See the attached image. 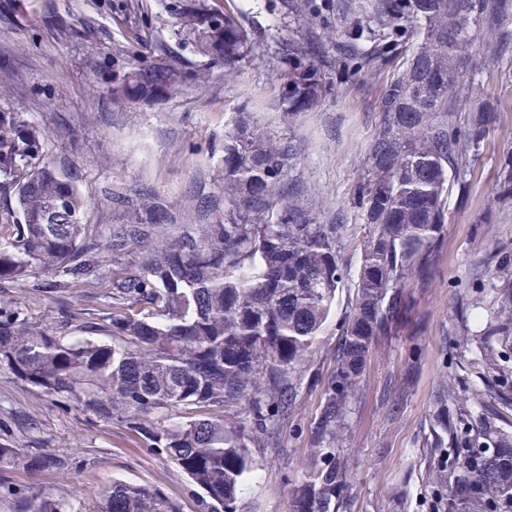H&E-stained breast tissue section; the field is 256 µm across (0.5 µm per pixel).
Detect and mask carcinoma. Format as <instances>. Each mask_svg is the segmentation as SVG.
<instances>
[{
    "mask_svg": "<svg viewBox=\"0 0 512 512\" xmlns=\"http://www.w3.org/2000/svg\"><path fill=\"white\" fill-rule=\"evenodd\" d=\"M185 42L233 67L256 45L255 31L208 0H168ZM375 27L337 31L336 66L346 71L392 56L389 31L413 23L420 43L406 72L381 97L383 122L369 149L358 208L370 235L362 250L353 304L322 386L310 429L306 477L290 491L288 512H342L350 484L344 434L370 354L409 310L404 293L425 272L448 218L449 171L476 151L496 107L481 86L458 92L471 66L478 30L490 29L500 52L512 44L503 21L512 0H375ZM280 64L282 103L297 115L327 91L329 50L319 39L288 44ZM112 105H155L207 71L171 59L156 63L136 49L92 71ZM295 145L258 132L251 114L224 131V217L176 235L166 202L153 194L112 193L124 224L82 223L83 201L48 157L45 133L21 113L0 110V283L43 293L99 283L110 311L83 321L107 323L115 342H69L0 299V368L47 396L110 421L121 420L158 448L204 492L205 512H239L255 448H269L296 403L300 382L343 281L340 224H318L315 211L284 176ZM498 198L512 197V154L500 164ZM112 253L102 272L101 246ZM476 334L482 367L494 380L480 407H512V287ZM186 421L167 423L172 409ZM434 445L455 466L428 469L438 512H501L512 507V435L464 405L435 396ZM29 465L63 461L38 453ZM18 512H67L58 501L22 500ZM103 512H180L160 490L114 481Z\"/></svg>",
    "mask_w": 512,
    "mask_h": 512,
    "instance_id": "carcinoma-1",
    "label": "carcinoma"
}]
</instances>
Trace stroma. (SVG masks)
I'll return each mask as SVG.
<instances>
[{"mask_svg":"<svg viewBox=\"0 0 512 512\" xmlns=\"http://www.w3.org/2000/svg\"><path fill=\"white\" fill-rule=\"evenodd\" d=\"M215 2L258 36V48L233 69L211 65L184 44L164 0H0V56L10 61L8 71H0V108L23 113L45 133L50 158L74 175L86 224L123 223V211L105 197L112 190L158 195L179 224L215 223V213H202L200 205L224 194V131L241 110L253 114L261 132L293 141L286 180L313 203L318 223L342 225L345 276L314 350L313 376L305 380L277 447L256 449L258 466L241 500V512H288L289 491L307 471L310 427L320 411L322 390L314 380L334 369L370 231L356 198L383 121L380 99L387 82L403 74L419 35L416 27H405L391 62L368 65L343 82L330 79L321 104L295 116L281 105V45L369 23L364 8L373 0H314L326 21L315 30L303 15L284 14L281 0ZM48 14L59 16L61 26L45 27ZM480 40L484 53L461 82L482 84L497 120L461 164L466 194L448 197V220L429 280L415 276L407 282L413 305L408 320L368 360L348 431L353 473L346 512H433L427 470L441 457L431 428L433 395L445 380L452 387L449 405L473 406L491 383L476 366V348L455 342L466 328L496 316L504 282L493 273L501 254L512 255V200L496 199L500 161L512 153V55L499 56L488 35ZM138 41L148 55L165 52L188 67L209 70L208 81L155 106L113 108L104 86L90 81V65L124 56ZM0 297L51 325L59 323L62 303L77 316L108 309L103 289L95 286L65 288L54 296L19 284L1 289ZM18 410L35 420V435L14 427ZM33 437L43 451L62 457L64 466H29ZM1 444L12 455L0 461V512H16L27 497L97 512L116 480L159 489L180 512H203L199 488L124 423L63 406L0 368Z\"/></svg>","mask_w":512,"mask_h":512,"instance_id":"1","label":"stroma"}]
</instances>
